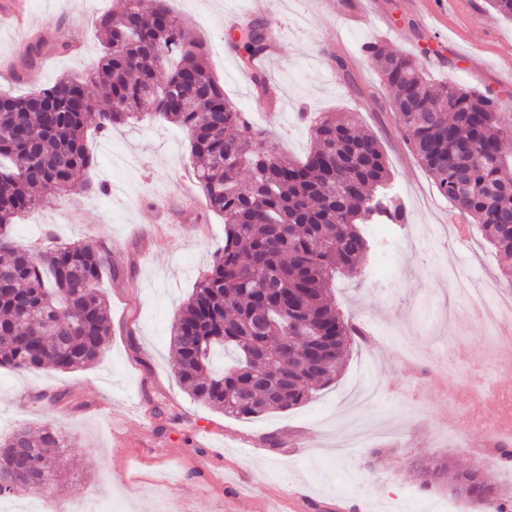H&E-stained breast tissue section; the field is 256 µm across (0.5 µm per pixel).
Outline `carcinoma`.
Masks as SVG:
<instances>
[{
  "label": "carcinoma",
  "mask_w": 512,
  "mask_h": 512,
  "mask_svg": "<svg viewBox=\"0 0 512 512\" xmlns=\"http://www.w3.org/2000/svg\"><path fill=\"white\" fill-rule=\"evenodd\" d=\"M98 28L102 50L83 76L0 94V367L74 370L103 354L110 309L98 282L112 269L108 247L88 241L33 251L16 243L12 221L39 208L38 189L57 194L80 178L92 187L88 127L106 131L148 107V116L186 131L206 206L224 216V245L171 327L176 377L189 395L238 419L298 407L336 378L358 334L330 294L336 275L361 274L369 244L358 225L405 223L403 203L388 192L380 142L338 112L315 122L303 161L277 151L266 157L265 131L243 119L205 67L204 43H185L167 0H124L121 11L101 15ZM265 29L256 23L241 33L248 58L268 52ZM365 52L391 92L412 154L459 217L512 256V165L503 151L512 129L494 97L451 81L430 84L416 57L378 42ZM69 53V43L48 39L31 45L20 63L29 69ZM170 60L176 64L159 86L157 70ZM90 85L108 109L93 113ZM219 349L230 361L217 371ZM17 440L26 448L27 482L0 488V498L54 491L53 458L73 447L70 437L52 425L22 427L0 437V448ZM416 470L425 488L460 490L454 498L468 508L512 509L478 467L450 481L443 461Z\"/></svg>",
  "instance_id": "cac0c4a2"
}]
</instances>
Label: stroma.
<instances>
[{"label":"stroma","instance_id":"obj_1","mask_svg":"<svg viewBox=\"0 0 512 512\" xmlns=\"http://www.w3.org/2000/svg\"><path fill=\"white\" fill-rule=\"evenodd\" d=\"M369 20H348L323 0H170L185 36L205 44L208 69L253 126L280 153L303 160L309 125L323 112L352 113L359 129L380 140L390 189L405 203L403 224H366L371 252L359 278L336 277L332 294L345 317L366 334L347 348L335 381L292 410L255 419L224 416L193 399L177 382L169 348L171 325L194 284L224 242V218L209 212L180 128L145 118L88 139L99 188L73 185L13 222L15 241L31 249L47 232L61 242L92 238L113 249L112 270L99 286L112 310L101 359L71 372L0 367V436L45 420L75 446L58 463L60 488L46 503L62 512L77 494L87 512H155L146 485L175 481L186 512H336L337 499L371 512H459L444 489L420 488L414 460L449 462L460 471L488 451L448 394L474 383L512 392L502 348L471 318L476 298L439 274L467 269L474 281L504 282L512 265L476 226L468 244L442 245L428 232L457 215L404 144L390 92L364 47L379 42L417 56L430 82L494 96L512 124V20L493 16L486 0H423L416 15L401 0H363ZM121 0H28L42 36L74 43L48 58L35 79L0 74V93L23 95L87 70L101 43L95 19ZM277 21L281 40L265 70L274 106L263 105L238 74L245 57L225 53L224 15ZM389 24L378 21V14ZM344 70H337V61ZM67 391L64 404L49 395ZM366 428L359 446L349 435ZM208 440H199L200 429ZM382 449L372 459V449Z\"/></svg>","mask_w":512,"mask_h":512}]
</instances>
